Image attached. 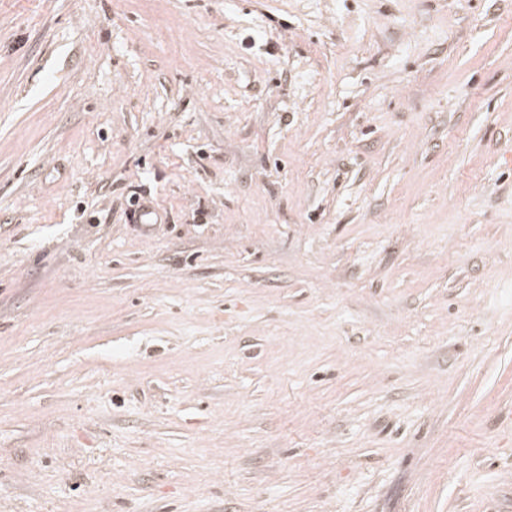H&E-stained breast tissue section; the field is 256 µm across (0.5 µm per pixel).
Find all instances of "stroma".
<instances>
[{
    "label": "stroma",
    "instance_id": "obj_1",
    "mask_svg": "<svg viewBox=\"0 0 512 512\" xmlns=\"http://www.w3.org/2000/svg\"><path fill=\"white\" fill-rule=\"evenodd\" d=\"M0 512H512V0H0Z\"/></svg>",
    "mask_w": 512,
    "mask_h": 512
}]
</instances>
